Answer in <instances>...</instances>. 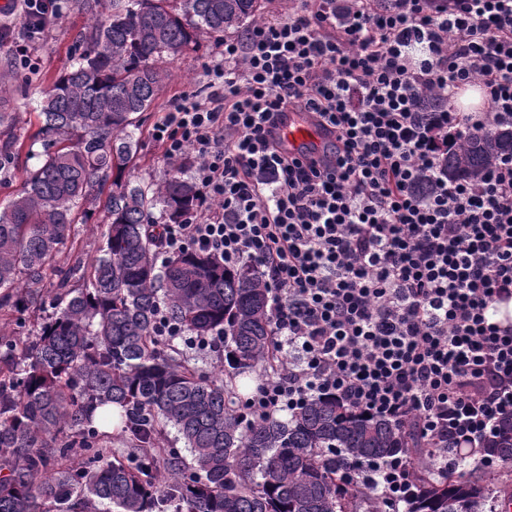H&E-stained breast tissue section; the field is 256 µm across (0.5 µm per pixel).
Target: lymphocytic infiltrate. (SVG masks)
Instances as JSON below:
<instances>
[{"label": "lymphocytic infiltrate", "mask_w": 512, "mask_h": 512, "mask_svg": "<svg viewBox=\"0 0 512 512\" xmlns=\"http://www.w3.org/2000/svg\"><path fill=\"white\" fill-rule=\"evenodd\" d=\"M5 43L24 44L61 0H23ZM478 85L479 112L418 111ZM205 99L172 101L154 131L169 163L194 159L196 212L165 225L163 254L251 266L270 294L285 371L246 400L253 418L331 396L414 425L450 470L512 415V154L478 181H448L452 148L512 120V0H302L224 40ZM336 129L335 159L281 153L288 109ZM411 460L368 474L390 504L412 490Z\"/></svg>", "instance_id": "f902f5d3"}]
</instances>
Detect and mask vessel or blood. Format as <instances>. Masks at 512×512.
Listing matches in <instances>:
<instances>
[{
  "mask_svg": "<svg viewBox=\"0 0 512 512\" xmlns=\"http://www.w3.org/2000/svg\"><path fill=\"white\" fill-rule=\"evenodd\" d=\"M274 134L289 155L300 159L323 156L336 139L335 128L312 112L282 113Z\"/></svg>",
  "mask_w": 512,
  "mask_h": 512,
  "instance_id": "b4317fda",
  "label": "vessel or blood"
}]
</instances>
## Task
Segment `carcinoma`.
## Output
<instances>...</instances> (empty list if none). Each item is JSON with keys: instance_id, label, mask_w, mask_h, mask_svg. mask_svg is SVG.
Here are the masks:
<instances>
[{"instance_id": "cac0c4a2", "label": "carcinoma", "mask_w": 512, "mask_h": 512, "mask_svg": "<svg viewBox=\"0 0 512 512\" xmlns=\"http://www.w3.org/2000/svg\"><path fill=\"white\" fill-rule=\"evenodd\" d=\"M263 0H81L93 22L83 50L42 92L31 144L16 113L0 112V174L33 144L42 152L0 207V309L53 312L19 345L0 337V512H389L355 466L407 456L414 492L401 512H499L512 485L480 457L437 476L415 434L330 396L284 417L250 420L236 378L281 367L269 297L248 267L230 270L187 250L160 258L156 224L197 208L182 169L132 180L138 114L200 34L257 22ZM512 152V123L446 156L448 179H480ZM102 211L105 246L67 270L58 257L77 217ZM183 335H158L161 321ZM223 333L224 376L194 362L190 340ZM174 428L191 453L169 444ZM115 427L125 445L110 448ZM512 468V417L481 448Z\"/></svg>"}]
</instances>
